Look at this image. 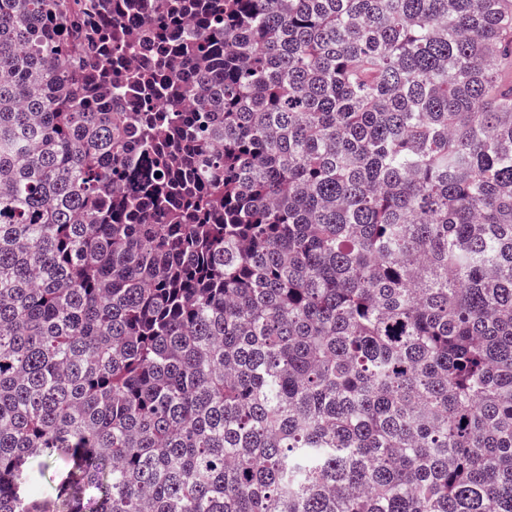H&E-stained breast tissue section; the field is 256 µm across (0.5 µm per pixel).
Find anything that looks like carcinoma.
Returning <instances> with one entry per match:
<instances>
[{
	"mask_svg": "<svg viewBox=\"0 0 512 512\" xmlns=\"http://www.w3.org/2000/svg\"><path fill=\"white\" fill-rule=\"evenodd\" d=\"M0 512H512V0H0Z\"/></svg>",
	"mask_w": 512,
	"mask_h": 512,
	"instance_id": "1",
	"label": "carcinoma"
}]
</instances>
